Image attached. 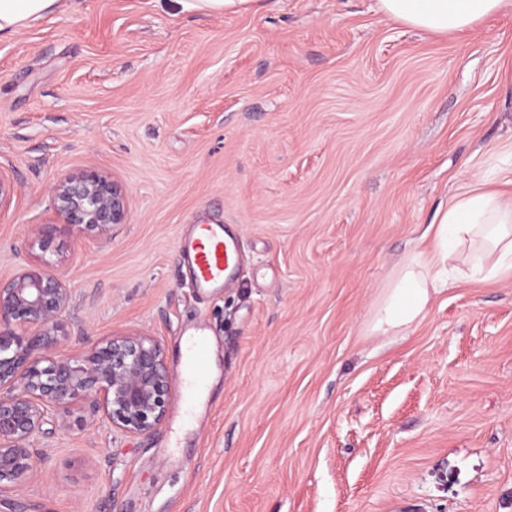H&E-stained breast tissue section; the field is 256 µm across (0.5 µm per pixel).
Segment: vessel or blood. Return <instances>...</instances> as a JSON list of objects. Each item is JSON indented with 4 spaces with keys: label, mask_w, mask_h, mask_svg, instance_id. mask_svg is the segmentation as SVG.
<instances>
[{
    "label": "vessel or blood",
    "mask_w": 512,
    "mask_h": 512,
    "mask_svg": "<svg viewBox=\"0 0 512 512\" xmlns=\"http://www.w3.org/2000/svg\"><path fill=\"white\" fill-rule=\"evenodd\" d=\"M178 251L187 270L188 281L197 294L207 295L227 287L239 262L235 237L222 224H195L178 240ZM187 348L186 381L180 382L182 396L199 400L206 382L207 348L197 330H190Z\"/></svg>",
    "instance_id": "b4317fda"
}]
</instances>
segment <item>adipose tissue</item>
<instances>
[{
	"label": "adipose tissue",
	"instance_id": "adipose-tissue-1",
	"mask_svg": "<svg viewBox=\"0 0 512 512\" xmlns=\"http://www.w3.org/2000/svg\"><path fill=\"white\" fill-rule=\"evenodd\" d=\"M79 6V0H0V42ZM511 6L512 0H377L386 19L438 35L474 28ZM431 230L428 245L395 269L377 302L374 331L407 335L441 290L460 281L512 276V198L487 180L461 187L438 211Z\"/></svg>",
	"mask_w": 512,
	"mask_h": 512
}]
</instances>
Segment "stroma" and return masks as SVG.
Instances as JSON below:
<instances>
[{
  "mask_svg": "<svg viewBox=\"0 0 512 512\" xmlns=\"http://www.w3.org/2000/svg\"><path fill=\"white\" fill-rule=\"evenodd\" d=\"M512 12L463 35L385 19L377 0H81L0 42V279L30 261L71 291L88 344L143 331L180 373L201 323L217 382L176 441L48 411L27 512H512V277L461 281L408 335L373 332L397 264L439 206L488 177L512 194ZM109 176L111 240L64 229L51 191ZM234 225L248 261L202 298L176 245Z\"/></svg>",
  "mask_w": 512,
  "mask_h": 512,
  "instance_id": "35a3bbf8",
  "label": "stroma"
}]
</instances>
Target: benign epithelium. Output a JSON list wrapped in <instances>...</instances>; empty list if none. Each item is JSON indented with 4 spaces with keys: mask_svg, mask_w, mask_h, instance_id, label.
<instances>
[{
    "mask_svg": "<svg viewBox=\"0 0 512 512\" xmlns=\"http://www.w3.org/2000/svg\"><path fill=\"white\" fill-rule=\"evenodd\" d=\"M52 198L68 229L110 239L127 220L124 196L95 171L60 178ZM69 306L70 289L53 275L23 266L0 280V325L13 327L0 331V495L41 463L31 440L49 409L87 406L130 435L153 432L166 416L171 375L157 340L136 332L98 341L82 356L64 354L72 340L63 319Z\"/></svg>",
    "mask_w": 512,
    "mask_h": 512,
    "instance_id": "7a95c632",
    "label": "benign epithelium"
}]
</instances>
